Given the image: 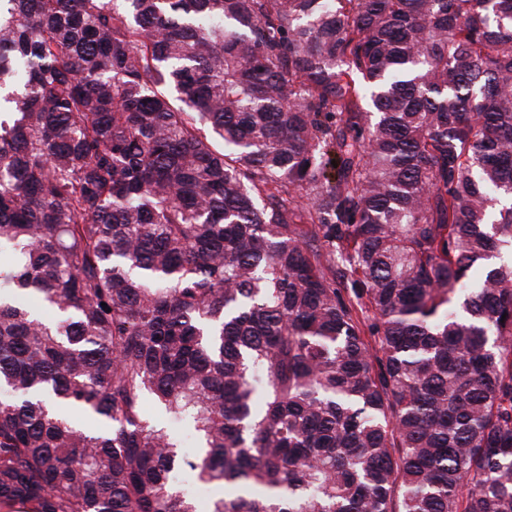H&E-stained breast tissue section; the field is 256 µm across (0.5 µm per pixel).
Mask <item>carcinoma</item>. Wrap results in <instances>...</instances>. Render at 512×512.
<instances>
[{"label": "carcinoma", "mask_w": 512, "mask_h": 512, "mask_svg": "<svg viewBox=\"0 0 512 512\" xmlns=\"http://www.w3.org/2000/svg\"><path fill=\"white\" fill-rule=\"evenodd\" d=\"M3 111V512H512V0H0Z\"/></svg>", "instance_id": "cac0c4a2"}]
</instances>
